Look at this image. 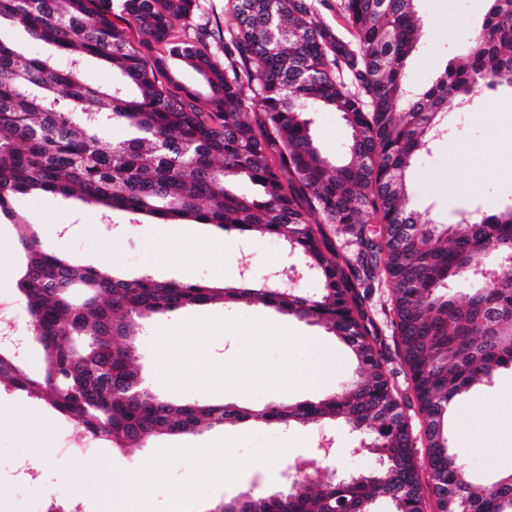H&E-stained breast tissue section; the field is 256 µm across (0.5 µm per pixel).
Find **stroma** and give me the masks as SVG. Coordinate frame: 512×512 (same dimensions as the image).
<instances>
[{"instance_id": "stroma-1", "label": "stroma", "mask_w": 512, "mask_h": 512, "mask_svg": "<svg viewBox=\"0 0 512 512\" xmlns=\"http://www.w3.org/2000/svg\"><path fill=\"white\" fill-rule=\"evenodd\" d=\"M416 9L423 21V36L406 69L409 79L418 86L429 83L442 69L447 57L469 37L480 19L483 0H418ZM235 21L229 0H199L189 31L202 35L215 52L224 50V33ZM512 123V95L493 98L479 111L449 113L448 136L438 140L429 155L419 160L408 178L413 188V207L429 213L438 222H455L458 212L480 210L492 214L504 203L512 202V173H503L497 158L503 151L512 152V143L502 142L505 124ZM14 210L34 224L42 242L81 264L115 269L117 274L136 278L151 274L194 284L214 281L231 282L243 267H251L259 276L275 272L285 264H297V257L285 256L279 243L255 239L242 245L231 233L220 232L212 224L189 222L188 227L200 237L223 236L224 243L211 254H190L170 245L165 263L155 260V232L150 224L129 223L123 212L103 218L96 208L72 199L51 198L38 193L14 199ZM23 224L0 218V259L7 263L0 269V305L17 304V278L21 260L19 236ZM107 240L108 248L95 254L89 249L91 238ZM120 256V266H113V256ZM238 316L263 318L285 324L302 336L316 337L318 347L333 368L324 388L305 387L296 391H268L254 397L235 392H175L160 389V396L177 402L234 403L243 406L314 401L324 392L337 390L354 371L347 347L317 325H309L282 315L262 304L238 308ZM15 413L35 411L41 416L40 439L57 447L59 429L72 436L73 447H83L87 434L73 421L52 410L43 401L0 384V408ZM451 444L468 468L486 481L512 468V369L500 370L490 385H478L457 400L448 418ZM28 426L18 424L0 429V512H26L32 501L58 496L66 503L79 506L81 512H111V500L95 492L77 494L86 478L89 462L85 459L64 461L53 458L38 466L36 480L16 477L19 462L32 454ZM332 438L335 454L321 463V479L344 472L362 471L374 466L376 456H351L359 437L341 420H331L314 428H284L262 422L237 426L203 428L181 436H157L147 440L139 451L128 453L116 445L99 441V458H111L114 467L142 471L156 463L161 471L153 480L145 512H175L177 498L190 495L198 512H209L218 501L244 493L272 494L283 490L284 465L314 458L319 436ZM176 456H167V449ZM270 458V466L254 471L239 470V463ZM222 466L229 477L224 486L204 479V469Z\"/></svg>"}]
</instances>
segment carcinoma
Returning a JSON list of instances; mask_svg holds the SVG:
<instances>
[{"label": "carcinoma", "instance_id": "carcinoma-1", "mask_svg": "<svg viewBox=\"0 0 512 512\" xmlns=\"http://www.w3.org/2000/svg\"><path fill=\"white\" fill-rule=\"evenodd\" d=\"M197 2L0 0V216L16 219L14 197L37 192L121 211L131 224L190 218L280 241L318 288H301L291 267L222 286L120 277L59 256L30 231L17 289L43 368L30 373L0 347V383L129 452L204 426L341 417L377 455L356 474L298 475L278 494L208 512H372L377 500L393 512H512V474L478 483L448 444L452 403L512 367V265L500 263L512 254V206L437 224L412 208L407 181L448 134V108L474 112L512 91V0H484L464 63L447 60L418 89L405 78L422 31L417 0H339L350 40L321 22L322 0H233L222 57L186 32ZM5 25L53 53L24 56ZM91 60L116 79L87 83ZM172 61L202 88L178 82ZM309 112H336L350 128L336 157L320 149ZM112 124L129 138L104 148L99 133ZM466 279L477 284L461 296ZM377 288L391 296L389 338L370 304ZM215 301L258 302L323 327L349 348L356 377L316 401L260 409L175 404L141 386L137 320Z\"/></svg>", "mask_w": 512, "mask_h": 512}]
</instances>
